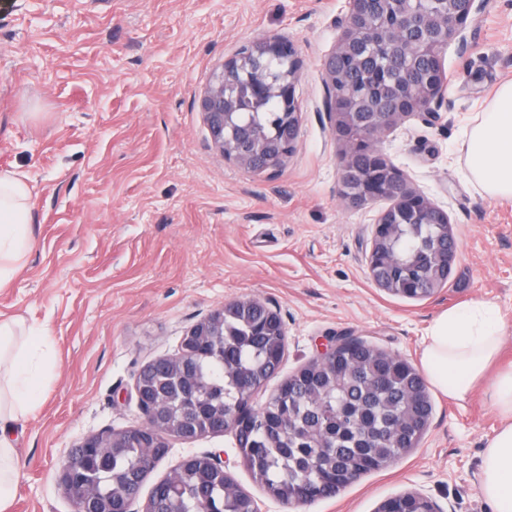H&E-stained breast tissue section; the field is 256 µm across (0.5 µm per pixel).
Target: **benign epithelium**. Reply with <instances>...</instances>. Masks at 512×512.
<instances>
[{
  "label": "benign epithelium",
  "mask_w": 512,
  "mask_h": 512,
  "mask_svg": "<svg viewBox=\"0 0 512 512\" xmlns=\"http://www.w3.org/2000/svg\"><path fill=\"white\" fill-rule=\"evenodd\" d=\"M347 11L338 20L342 33L323 64L326 86L325 109L342 147V197L350 208H363L388 196L391 205L375 221L384 224H448V213L413 189L404 173L378 149L387 132L414 113L438 112L447 86L441 58L442 45L454 39L481 11L484 0H346ZM301 62L292 41L265 37L243 46L225 60L201 99V109L213 145L224 159L237 165L248 163L257 129L251 115L233 96L245 86L253 100L277 99L278 111L288 123L274 128L272 139L282 147L266 157L262 170L274 171L295 148L301 110L296 85ZM458 257V243L448 232L441 256L443 275H448ZM370 276L377 287L389 290L390 282L377 272L376 244L368 257ZM253 299L224 303L212 317L192 326L183 336L176 363L184 373V388L192 384L189 360L199 354L205 338L224 323V313ZM138 406L146 417L139 426L92 434L68 454L59 470V484L73 512H131L141 483L132 481L120 498L97 500L79 496L90 482L78 460L104 448H114L129 438L149 448L147 464L153 465L170 452L160 436L149 397L135 387Z\"/></svg>",
  "instance_id": "obj_1"
}]
</instances>
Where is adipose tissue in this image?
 <instances>
[{
    "label": "adipose tissue",
    "mask_w": 512,
    "mask_h": 512,
    "mask_svg": "<svg viewBox=\"0 0 512 512\" xmlns=\"http://www.w3.org/2000/svg\"><path fill=\"white\" fill-rule=\"evenodd\" d=\"M466 178L485 197L512 200V81L502 84L466 133ZM32 189L24 175L0 172V287L7 285L34 245ZM512 323L498 307L476 298L442 312L426 330L419 363L436 392L462 400L476 389L501 418L481 463L479 489L493 512H512V367L494 371ZM54 366L46 330L0 316V512L13 498L12 426L31 416Z\"/></svg>",
    "instance_id": "ef3b65f1"
}]
</instances>
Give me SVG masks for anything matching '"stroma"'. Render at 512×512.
Here are the masks:
<instances>
[{
	"label": "stroma",
	"instance_id": "obj_1",
	"mask_svg": "<svg viewBox=\"0 0 512 512\" xmlns=\"http://www.w3.org/2000/svg\"><path fill=\"white\" fill-rule=\"evenodd\" d=\"M344 12L345 0H0V171L27 176L36 238L0 288V314L47 329L56 358L37 412L15 427L9 512H71L58 484L68 452L143 422L140 368L178 354L190 327L225 302L258 299L285 325L282 363L254 393L256 409L336 341L415 365L444 309L481 297L512 320V202L468 182L464 149L469 117L512 81V0H488L444 49L436 116H410L381 144L447 212L458 242L446 286L423 299L370 277L386 202L352 209L341 196L322 63ZM269 35L289 38L302 61L298 139L273 173L226 161L200 108L225 60ZM431 402L426 432L402 459L297 508L267 492L234 431L170 438L132 512L189 453L219 456L260 512H376L406 491L440 512H492L478 483L497 413L480 390Z\"/></svg>",
	"mask_w": 512,
	"mask_h": 512
}]
</instances>
